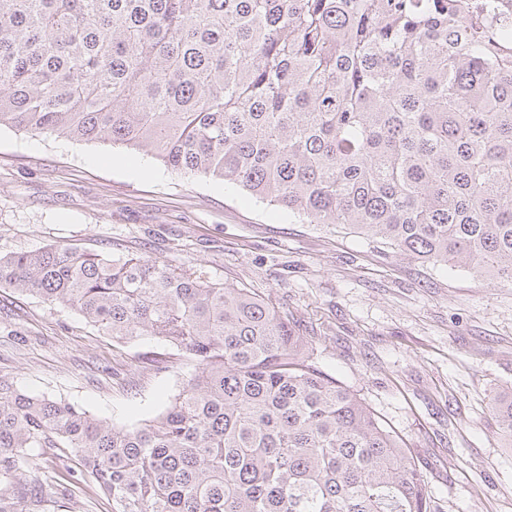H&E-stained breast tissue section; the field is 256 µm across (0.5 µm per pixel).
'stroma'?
<instances>
[{
  "label": "stroma",
  "mask_w": 512,
  "mask_h": 512,
  "mask_svg": "<svg viewBox=\"0 0 512 512\" xmlns=\"http://www.w3.org/2000/svg\"><path fill=\"white\" fill-rule=\"evenodd\" d=\"M64 245L194 267L272 299L403 438L440 512H512V448L489 403L512 388V285L398 256L234 185L107 142L0 129V254ZM195 363L117 342L73 310L0 287V379L116 425L164 411ZM69 512H112L69 448L27 462Z\"/></svg>",
  "instance_id": "stroma-1"
}]
</instances>
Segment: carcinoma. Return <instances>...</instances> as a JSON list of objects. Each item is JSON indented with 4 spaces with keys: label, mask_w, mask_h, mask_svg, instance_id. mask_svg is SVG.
Returning <instances> with one entry per match:
<instances>
[{
    "label": "carcinoma",
    "mask_w": 512,
    "mask_h": 512,
    "mask_svg": "<svg viewBox=\"0 0 512 512\" xmlns=\"http://www.w3.org/2000/svg\"><path fill=\"white\" fill-rule=\"evenodd\" d=\"M109 142L309 224L512 285V21L471 0H0V127ZM196 362L116 426L0 380V512L72 448L112 512H437L402 439L275 303L141 255L0 256V287ZM512 447V390L492 399Z\"/></svg>",
    "instance_id": "obj_1"
}]
</instances>
